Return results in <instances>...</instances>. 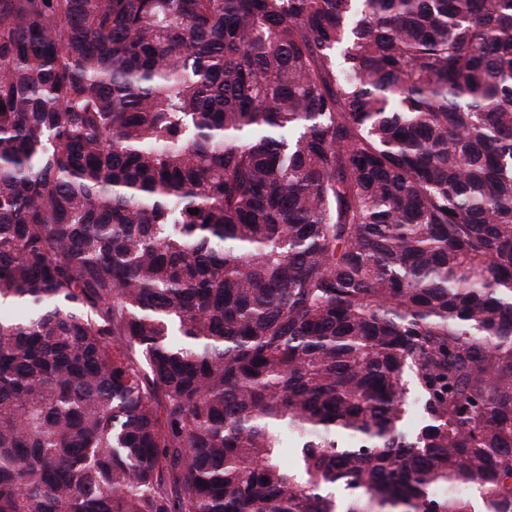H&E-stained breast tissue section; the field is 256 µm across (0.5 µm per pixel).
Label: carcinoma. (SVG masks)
<instances>
[{"instance_id": "carcinoma-1", "label": "carcinoma", "mask_w": 512, "mask_h": 512, "mask_svg": "<svg viewBox=\"0 0 512 512\" xmlns=\"http://www.w3.org/2000/svg\"><path fill=\"white\" fill-rule=\"evenodd\" d=\"M0 105V512H512V0H0Z\"/></svg>"}]
</instances>
